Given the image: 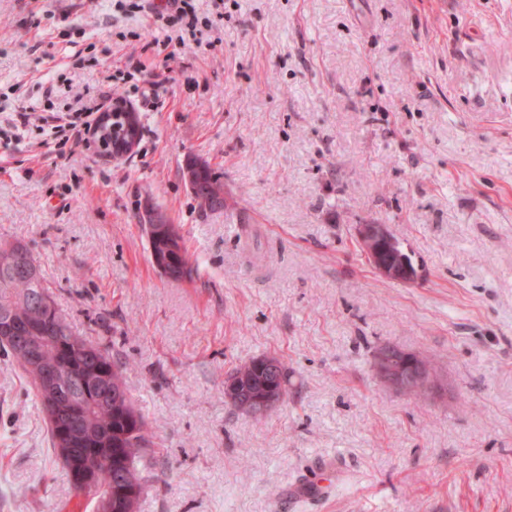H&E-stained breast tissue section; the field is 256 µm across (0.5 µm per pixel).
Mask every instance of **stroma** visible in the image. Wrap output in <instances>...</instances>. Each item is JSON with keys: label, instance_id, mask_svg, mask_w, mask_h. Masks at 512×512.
Instances as JSON below:
<instances>
[{"label": "stroma", "instance_id": "stroma-1", "mask_svg": "<svg viewBox=\"0 0 512 512\" xmlns=\"http://www.w3.org/2000/svg\"><path fill=\"white\" fill-rule=\"evenodd\" d=\"M0 0V239L38 258L73 329L108 345L152 441L137 512H512V0H195L216 19L167 57L154 0ZM134 152L43 145L50 113L107 96ZM224 184L199 205L187 156ZM161 212L189 258L153 264ZM385 224L417 270L380 277ZM426 358L416 397L374 370ZM280 357L263 417L224 381ZM299 479L325 496L287 497ZM31 378L0 356V512H91ZM356 234L363 253L382 278L398 283L416 279V272L388 225L359 224ZM268 363H274L269 366ZM272 367V368H271ZM273 369V370H271ZM237 380L247 385L248 392H227L225 387L229 382ZM288 371L284 362L275 355H265L252 359L250 362L236 368L224 383V397L226 401L241 413L261 417L276 406L281 400L276 398L266 409V412L257 416L256 412L260 408L265 409V401L256 399L260 402L259 407L255 405L254 399L258 394L267 393L278 397L279 392H287Z\"/></svg>", "mask_w": 512, "mask_h": 512}]
</instances>
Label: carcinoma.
<instances>
[{"label": "carcinoma", "mask_w": 512, "mask_h": 512, "mask_svg": "<svg viewBox=\"0 0 512 512\" xmlns=\"http://www.w3.org/2000/svg\"><path fill=\"white\" fill-rule=\"evenodd\" d=\"M122 130L123 119L117 112L101 139L106 152L112 151V138ZM194 197L210 210L224 207V186L212 168H206ZM151 259L166 263L171 280L181 281L190 275L184 251H169L163 239L156 243ZM33 328L40 336H61L69 341L72 358L62 355L51 341L32 351L25 349L20 337L32 335ZM0 352L12 356L32 378L55 457L63 468L74 469L81 461L90 463L95 490L84 493L77 487L76 494L93 502L94 512H136L148 482L138 462L151 441L142 416L128 397L121 367L112 361L108 347L73 332L56 307L32 250L18 242L0 243ZM95 368L107 377L112 397L100 400L97 390L81 387L80 378ZM234 380L247 385L248 391H226V401L254 417L257 395L287 392L288 371L279 357L265 355L236 368L227 378ZM120 470L129 474L130 492L113 494L106 510L101 499Z\"/></svg>", "instance_id": "carcinoma-1"}]
</instances>
